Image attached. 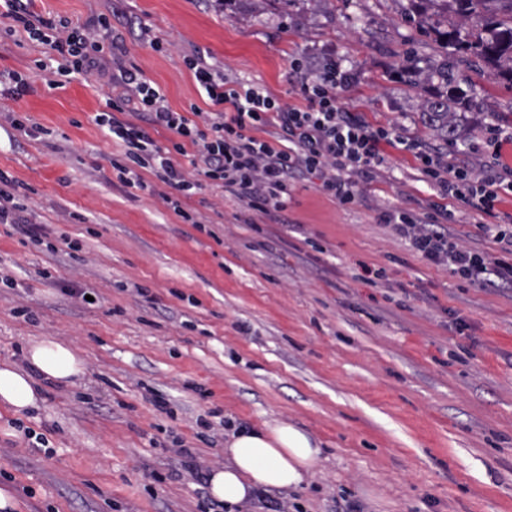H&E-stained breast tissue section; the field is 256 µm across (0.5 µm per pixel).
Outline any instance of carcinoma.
<instances>
[{"label": "carcinoma", "mask_w": 512, "mask_h": 512, "mask_svg": "<svg viewBox=\"0 0 512 512\" xmlns=\"http://www.w3.org/2000/svg\"><path fill=\"white\" fill-rule=\"evenodd\" d=\"M402 20L420 36L441 45L434 65L424 71L416 59L400 67L405 82L414 87L436 85L438 92L425 100L431 127L454 146L470 138L463 128L467 112L477 102L460 84L464 72L485 65L512 83V0H409Z\"/></svg>", "instance_id": "1"}]
</instances>
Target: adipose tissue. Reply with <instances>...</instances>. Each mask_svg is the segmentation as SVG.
Returning a JSON list of instances; mask_svg holds the SVG:
<instances>
[{
  "label": "adipose tissue",
  "mask_w": 512,
  "mask_h": 512,
  "mask_svg": "<svg viewBox=\"0 0 512 512\" xmlns=\"http://www.w3.org/2000/svg\"><path fill=\"white\" fill-rule=\"evenodd\" d=\"M27 368L0 367V405L14 412L38 408L40 379L70 383L83 371L81 360L65 343L44 339L26 356ZM224 468L210 471L212 498L229 512H243L257 495L271 488L301 489L320 460L318 442L293 425L276 422L231 433L224 449Z\"/></svg>",
  "instance_id": "1"
}]
</instances>
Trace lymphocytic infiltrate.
Wrapping results in <instances>:
<instances>
[{
  "mask_svg": "<svg viewBox=\"0 0 512 512\" xmlns=\"http://www.w3.org/2000/svg\"><path fill=\"white\" fill-rule=\"evenodd\" d=\"M0 2L5 5L1 16L47 47L41 68L52 75L50 88H58L59 78L94 75L101 72L103 62L111 63L113 79L123 83L128 98L138 103L134 122L116 117L119 105L114 101L95 117L121 149L112 169L120 183L159 197L182 219L190 217L182 199L211 188L246 210L285 225L292 186L300 180L316 183L340 207L354 206L362 199V187L379 182L389 163L388 148L400 146L412 154L421 181L436 199L424 213L389 207L379 212V220L411 254L448 269L468 285L512 286V224L496 218L497 203L512 194V169L490 164L483 175H476L459 158L425 150L397 128L370 124L362 113L346 110L336 90L348 85L351 76L336 64L311 72L305 57H294L291 68L302 75V103L293 106L258 85L225 77L202 57L189 58L187 64L213 106L197 122L174 111L140 71L125 67L122 36L113 31L107 15L73 28L66 19L35 13L34 0ZM151 125L172 133L170 145H159L149 135ZM184 156L189 159L185 167L180 164ZM20 187V182L0 173V224L54 251L43 225L28 217ZM452 201L479 220L497 254L463 245L449 231Z\"/></svg>",
  "mask_w": 512,
  "mask_h": 512,
  "instance_id": "1",
  "label": "lymphocytic infiltrate"
}]
</instances>
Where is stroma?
<instances>
[{
    "mask_svg": "<svg viewBox=\"0 0 512 512\" xmlns=\"http://www.w3.org/2000/svg\"><path fill=\"white\" fill-rule=\"evenodd\" d=\"M408 0H36L34 9L81 25L109 15L126 65L178 112L211 105L185 60L204 56L225 75L290 104L299 73L330 60L350 71L342 106L399 127L429 146L428 87L399 78L408 53L439 55L401 20ZM0 21V75L28 76L30 94L0 95V114L29 118L33 133L0 125V171L31 187L32 219L60 233L57 253L0 224V363L24 365L30 345L66 342L81 376L48 385L39 409L0 408V489L17 512H206L175 441L198 462L224 464L230 432L283 421L320 441L322 458L296 499L301 512H512V288H477L411 255L377 210L421 211L431 191L413 156L390 149L377 190L350 209L315 184L296 183L286 232L204 189L184 200V223L155 196L123 186L120 149L96 125L118 89L94 76L53 89L37 63L46 46ZM159 48H152L151 39ZM482 110L468 121L512 127V83L467 72ZM79 242L69 256L67 240ZM387 281L360 279L362 266ZM48 278H40V271ZM144 287L146 297L133 293ZM75 289L95 292L82 304ZM467 323L455 328L456 318ZM168 399L160 412L149 389Z\"/></svg>",
    "mask_w": 512,
    "mask_h": 512,
    "instance_id": "obj_1",
    "label": "stroma"
}]
</instances>
